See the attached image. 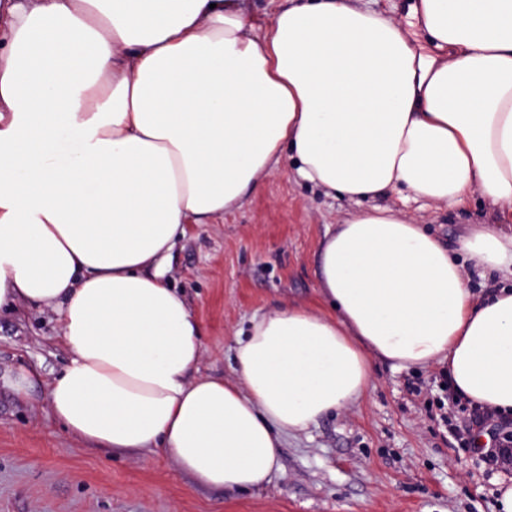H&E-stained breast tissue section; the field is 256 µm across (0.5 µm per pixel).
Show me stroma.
Instances as JSON below:
<instances>
[{
  "instance_id": "35a3bbf8",
  "label": "stroma",
  "mask_w": 512,
  "mask_h": 512,
  "mask_svg": "<svg viewBox=\"0 0 512 512\" xmlns=\"http://www.w3.org/2000/svg\"><path fill=\"white\" fill-rule=\"evenodd\" d=\"M372 203L450 244L470 225L507 221L476 190L451 210L404 190ZM372 203L315 188L285 160L239 208L190 225L169 279L202 324L199 375L233 378L253 317L281 302L317 304L327 231ZM69 359L50 308L0 313V376L22 368L35 380L26 400L0 385V512H498L497 482L512 479L454 439L473 408L451 400L438 366L374 362L357 404L286 438L269 483L238 491L200 485L163 454L140 461L70 435L45 406Z\"/></svg>"
}]
</instances>
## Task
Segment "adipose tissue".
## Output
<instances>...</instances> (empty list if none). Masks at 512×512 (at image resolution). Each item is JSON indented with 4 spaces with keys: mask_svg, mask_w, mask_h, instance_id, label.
<instances>
[{
    "mask_svg": "<svg viewBox=\"0 0 512 512\" xmlns=\"http://www.w3.org/2000/svg\"><path fill=\"white\" fill-rule=\"evenodd\" d=\"M434 47L354 0H0V310L59 314L49 388L73 436L162 451L199 483L255 489L283 440L360 401L373 360L445 367L512 416V287L476 294L422 225L373 206L327 234L321 304L251 322L231 380L194 376L200 324L167 275L188 225L290 159L325 192L398 188L512 215V0H414ZM458 250L512 274V225ZM282 2L283 1L246 0L243 1V7L247 15L251 16L258 26H265L270 22L277 6Z\"/></svg>",
    "mask_w": 512,
    "mask_h": 512,
    "instance_id": "1",
    "label": "adipose tissue"
}]
</instances>
